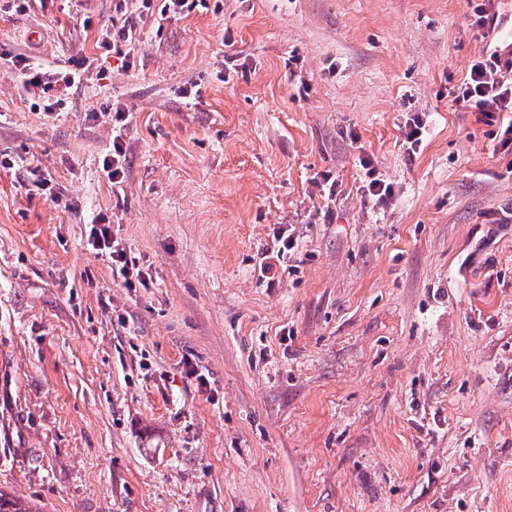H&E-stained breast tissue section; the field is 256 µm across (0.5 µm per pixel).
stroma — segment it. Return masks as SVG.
I'll return each mask as SVG.
<instances>
[{
    "label": "stroma",
    "mask_w": 512,
    "mask_h": 512,
    "mask_svg": "<svg viewBox=\"0 0 512 512\" xmlns=\"http://www.w3.org/2000/svg\"><path fill=\"white\" fill-rule=\"evenodd\" d=\"M115 4L0 15L1 52L93 61L54 112L0 65V489L44 512H512V152L448 98L486 48L471 0L161 24L130 0L125 65L95 45ZM100 213L148 287L88 247ZM281 227L298 246L259 276ZM121 134L116 135L112 139V153L107 155L103 160V172L108 182L114 187H118L123 183L126 155L123 148V140ZM368 177L363 185L365 195L376 198L377 202L381 204H386L389 199H391L394 195L393 187L390 183H385L383 179L378 177H374L376 171L373 169L366 168Z\"/></svg>",
    "instance_id": "stroma-1"
}]
</instances>
